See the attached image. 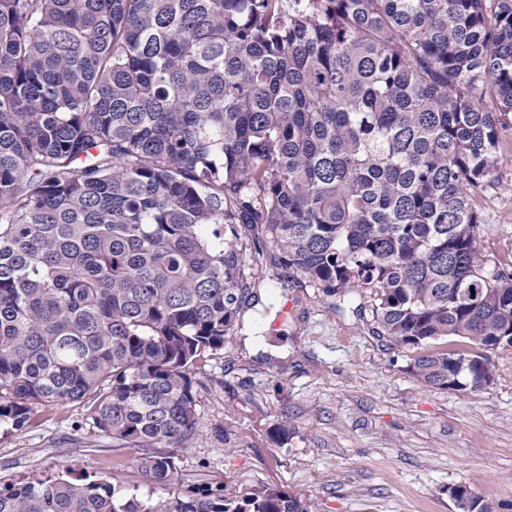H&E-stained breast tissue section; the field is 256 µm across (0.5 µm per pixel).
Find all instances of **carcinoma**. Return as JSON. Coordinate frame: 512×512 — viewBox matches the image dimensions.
Segmentation results:
<instances>
[{"instance_id": "carcinoma-1", "label": "carcinoma", "mask_w": 512, "mask_h": 512, "mask_svg": "<svg viewBox=\"0 0 512 512\" xmlns=\"http://www.w3.org/2000/svg\"><path fill=\"white\" fill-rule=\"evenodd\" d=\"M511 126L512 0H0V427L82 402L129 448L190 440L191 374L257 298L266 242L280 287L370 297L420 381L490 383L512 272L472 197ZM450 336L472 349L432 350ZM0 512L312 509L60 478Z\"/></svg>"}]
</instances>
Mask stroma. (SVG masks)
Segmentation results:
<instances>
[{"mask_svg":"<svg viewBox=\"0 0 512 512\" xmlns=\"http://www.w3.org/2000/svg\"><path fill=\"white\" fill-rule=\"evenodd\" d=\"M475 203L484 254L512 261V146ZM257 262L260 302L192 375L200 425L169 450L171 484L147 481L143 449L101 436L71 403L36 407L26 430L0 428V488L63 476L154 502L275 486L313 512H456L448 490L463 486L490 512H512V352L488 350L482 388L425 385L410 372L416 350L373 335L366 298L280 290L278 268Z\"/></svg>","mask_w":512,"mask_h":512,"instance_id":"1","label":"stroma"}]
</instances>
